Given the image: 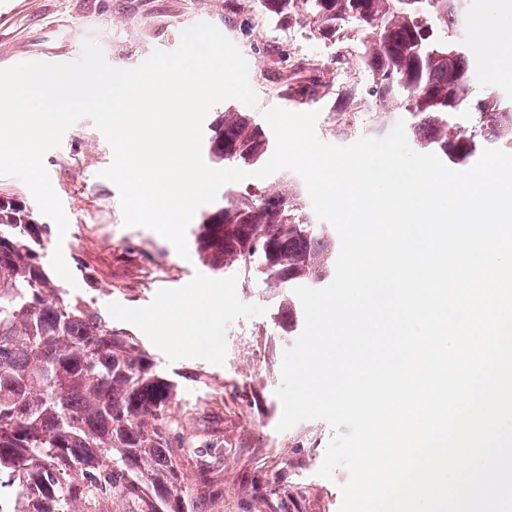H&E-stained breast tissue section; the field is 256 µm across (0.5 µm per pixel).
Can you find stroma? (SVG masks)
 Here are the masks:
<instances>
[{"instance_id": "1", "label": "stroma", "mask_w": 512, "mask_h": 512, "mask_svg": "<svg viewBox=\"0 0 512 512\" xmlns=\"http://www.w3.org/2000/svg\"><path fill=\"white\" fill-rule=\"evenodd\" d=\"M230 0H0V69L20 63L77 59L84 39L95 38L116 67L139 64L154 50L173 51L183 29L214 24L245 56L261 108L286 107L283 81L306 77L301 63L318 44L299 29H270ZM113 150L91 120L78 121L44 164L54 191L65 199V237L50 234L45 257L62 250L70 271L82 270L99 288L98 301L114 325L129 329L159 372L176 381L175 414L184 432L224 451V492L208 499L209 512H338L346 468L332 478L318 470L333 428L308 420L277 432L282 404L283 355L289 343L265 312L262 280L235 272L211 273L182 258L156 232L123 224L118 187L102 178ZM221 288L224 313L218 334L224 353H185L179 337L143 324L167 299Z\"/></svg>"}]
</instances>
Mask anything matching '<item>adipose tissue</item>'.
I'll return each mask as SVG.
<instances>
[{
  "mask_svg": "<svg viewBox=\"0 0 512 512\" xmlns=\"http://www.w3.org/2000/svg\"><path fill=\"white\" fill-rule=\"evenodd\" d=\"M512 7L507 0H487V11L478 17L474 24L473 47L491 60H499L503 50L512 47V24L500 22L501 14ZM224 310V297L212 288L193 295L187 302H169L157 312L146 316L148 325L166 321L172 314H182L186 329L184 342L189 351L206 349L214 356L220 355L222 345L215 329Z\"/></svg>",
  "mask_w": 512,
  "mask_h": 512,
  "instance_id": "adipose-tissue-1",
  "label": "adipose tissue"
}]
</instances>
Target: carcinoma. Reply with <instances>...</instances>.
<instances>
[{
    "label": "carcinoma",
    "instance_id": "obj_1",
    "mask_svg": "<svg viewBox=\"0 0 512 512\" xmlns=\"http://www.w3.org/2000/svg\"><path fill=\"white\" fill-rule=\"evenodd\" d=\"M324 45L358 38L356 66L334 89L311 64L288 85L299 105L338 94L336 138L405 122L411 148L465 166L486 148L512 151V97L476 92L463 19L467 0H240ZM273 150L262 124L227 107L209 127L211 163L253 166ZM49 228L26 204L0 197V512H189L186 485L217 494L207 449L173 434L178 385L138 338L97 305L90 274L66 288L43 262ZM194 253L215 274L261 277L277 293V322L295 335L293 289L335 273L340 238L290 176L233 190L196 225ZM195 459L191 477L183 460Z\"/></svg>",
    "mask_w": 512,
    "mask_h": 512
}]
</instances>
